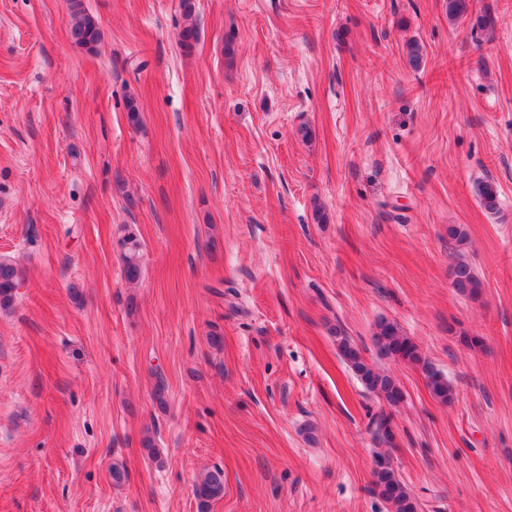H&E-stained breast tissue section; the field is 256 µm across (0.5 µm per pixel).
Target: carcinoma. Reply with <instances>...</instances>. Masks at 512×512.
<instances>
[{
	"label": "carcinoma",
	"mask_w": 512,
	"mask_h": 512,
	"mask_svg": "<svg viewBox=\"0 0 512 512\" xmlns=\"http://www.w3.org/2000/svg\"><path fill=\"white\" fill-rule=\"evenodd\" d=\"M181 13L184 25L180 33V46L189 52L198 39L194 0H181ZM70 37L74 44L88 52L96 50L100 40V27L93 16L83 7L82 0H69ZM470 19L471 30L491 31L496 25L495 16L483 8L475 10L472 0H448V20L458 22ZM479 196L484 208L494 212L498 207V190L494 183L485 182L479 188ZM141 244L133 236L124 241L121 255L123 270L128 281L139 280L141 275ZM23 278L22 269L10 258H0V310L11 309L15 291ZM453 285L461 294L474 295L479 291L480 282L470 265L462 258L452 268ZM375 343L387 356L401 361L424 376L432 395L443 403H450L454 390L439 370L423 356L418 346L403 335L391 322H382L374 336ZM342 358L367 390L378 394L389 405L396 406L403 393L395 379L367 362L359 348L346 337L339 341ZM392 418L384 412L372 417L370 428L374 437L384 443L391 439ZM374 493L386 504L387 512H418L419 504L399 479L391 465L390 458L380 454L376 459ZM194 494L199 512H208L212 501L224 496V469L218 466L202 471L194 484Z\"/></svg>",
	"instance_id": "obj_1"
}]
</instances>
